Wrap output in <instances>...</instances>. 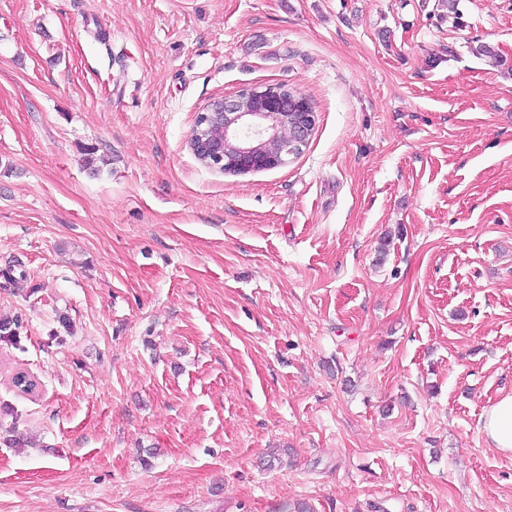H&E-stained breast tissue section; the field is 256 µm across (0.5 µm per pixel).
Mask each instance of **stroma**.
I'll return each instance as SVG.
<instances>
[{"instance_id": "stroma-1", "label": "stroma", "mask_w": 512, "mask_h": 512, "mask_svg": "<svg viewBox=\"0 0 512 512\" xmlns=\"http://www.w3.org/2000/svg\"><path fill=\"white\" fill-rule=\"evenodd\" d=\"M260 84L302 154L202 167ZM15 317L0 512H512V0H0ZM288 89L268 84L213 98L197 114L192 152L221 172L227 166L250 173L283 166L308 144L317 120L306 97L291 90L288 96ZM482 430L493 448L512 453V394L487 408L482 418Z\"/></svg>"}]
</instances>
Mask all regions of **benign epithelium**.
I'll list each match as a JSON object with an SVG mask.
<instances>
[{"label":"benign epithelium","instance_id":"benign-epithelium-1","mask_svg":"<svg viewBox=\"0 0 512 512\" xmlns=\"http://www.w3.org/2000/svg\"><path fill=\"white\" fill-rule=\"evenodd\" d=\"M306 97L276 84L216 97L197 114L190 136L193 153L219 171L227 166L259 172L283 166L299 154L316 127Z\"/></svg>","mask_w":512,"mask_h":512}]
</instances>
